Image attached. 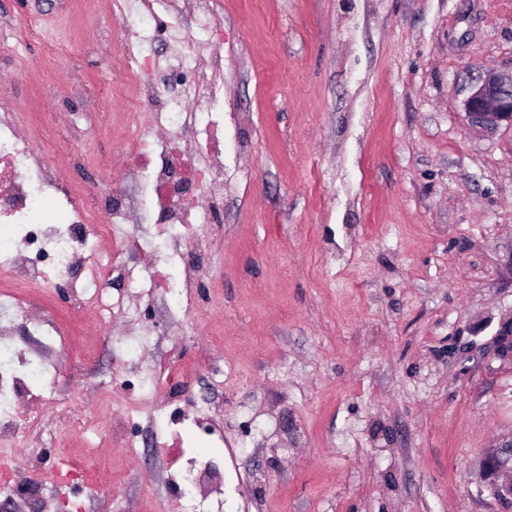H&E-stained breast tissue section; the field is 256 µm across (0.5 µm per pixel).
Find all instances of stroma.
I'll use <instances>...</instances> for the list:
<instances>
[{"mask_svg": "<svg viewBox=\"0 0 512 512\" xmlns=\"http://www.w3.org/2000/svg\"><path fill=\"white\" fill-rule=\"evenodd\" d=\"M84 2L0 0V97L36 112L53 94L52 158L98 180L105 221L108 113L132 105L104 100L113 45L173 69L197 7L158 0L144 21ZM200 38L224 55V205L185 257L195 286L177 304L113 285L132 315L87 327L93 366L60 356L47 424L79 418L98 485L40 484L0 512H176L168 472L198 454L223 462L224 499L195 512H501L480 462L512 434V131L474 132L461 85L512 69V0H214ZM142 330L143 357L123 355ZM189 358L223 440L158 458L178 417L144 413L136 447L113 446L141 368Z\"/></svg>", "mask_w": 512, "mask_h": 512, "instance_id": "1", "label": "stroma"}]
</instances>
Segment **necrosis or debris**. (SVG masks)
I'll return each instance as SVG.
<instances>
[{
	"label": "necrosis or debris",
	"mask_w": 512,
	"mask_h": 512,
	"mask_svg": "<svg viewBox=\"0 0 512 512\" xmlns=\"http://www.w3.org/2000/svg\"><path fill=\"white\" fill-rule=\"evenodd\" d=\"M182 55L200 84L192 106L174 102L166 112L124 113L119 127L120 145L145 160L144 208L158 234L176 233L186 244L201 234L209 212L224 200V165L215 143L224 135V116L214 105L219 89L210 72L223 69L221 51L202 53L193 32H185ZM118 82L131 86L139 102L158 98L159 82L148 69L138 68L131 54L115 51ZM23 116L0 101V447L10 448L44 430L45 412L57 411L66 386L57 374L55 358L76 343V328L68 312L107 309L105 298L114 279H121L135 295L162 289L182 296L191 286L188 276L177 275L178 253L161 256L164 273L142 270L123 261L124 254L150 247L149 239L127 228L128 211L114 206L109 223H99L91 204L98 187L86 181L71 186L55 164L20 138ZM168 130L164 141L144 135L148 125ZM189 140L193 150L186 174H179L175 143ZM84 276L68 283L62 309L64 318L47 317L43 304L51 302V285L69 270ZM24 320L38 337L35 348L5 344L16 320ZM39 402L41 411L30 410Z\"/></svg>",
	"instance_id": "necrosis-or-debris-1"
}]
</instances>
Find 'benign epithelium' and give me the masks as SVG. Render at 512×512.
I'll list each match as a JSON object with an SVG mask.
<instances>
[{"label":"benign epithelium","instance_id":"1","mask_svg":"<svg viewBox=\"0 0 512 512\" xmlns=\"http://www.w3.org/2000/svg\"><path fill=\"white\" fill-rule=\"evenodd\" d=\"M464 93V118L471 128L486 137L504 127L512 130V72L480 68L465 85ZM508 470H512V437L485 454L481 463V480L506 507L504 512H512V482H500L498 475Z\"/></svg>","mask_w":512,"mask_h":512}]
</instances>
